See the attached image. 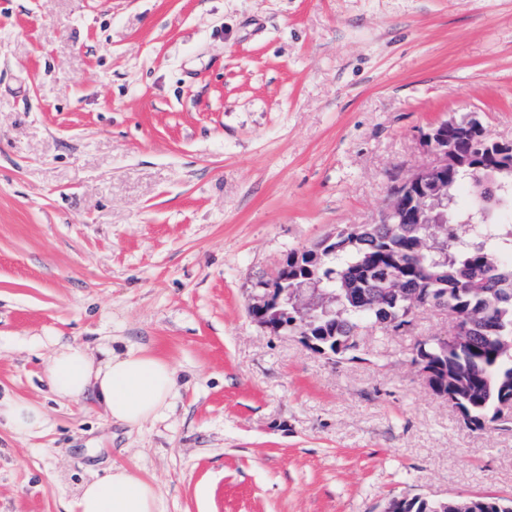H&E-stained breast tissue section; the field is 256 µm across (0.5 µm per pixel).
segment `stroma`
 <instances>
[{
	"label": "stroma",
	"instance_id": "obj_1",
	"mask_svg": "<svg viewBox=\"0 0 512 512\" xmlns=\"http://www.w3.org/2000/svg\"><path fill=\"white\" fill-rule=\"evenodd\" d=\"M512 140V0H0V512H71L115 465L161 512H383L512 498V430L412 362L424 310L338 363L249 307L289 252L378 223L424 135ZM145 347L180 393L140 427L56 400L54 343ZM0 420L20 437L37 435L47 427L42 407L25 399H0ZM460 498H448L446 502L437 503L419 497L402 500V512H457L455 505Z\"/></svg>",
	"mask_w": 512,
	"mask_h": 512
}]
</instances>
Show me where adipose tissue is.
Instances as JSON below:
<instances>
[{
  "mask_svg": "<svg viewBox=\"0 0 512 512\" xmlns=\"http://www.w3.org/2000/svg\"><path fill=\"white\" fill-rule=\"evenodd\" d=\"M52 392L77 402L94 393L112 421L139 427L157 418L178 395L175 369L162 357L143 349L106 351L95 361L79 345L53 351L45 364ZM0 420L21 437L47 426L42 407L25 399L0 400ZM77 512H159L154 487L127 468L117 466L87 481L75 498Z\"/></svg>",
  "mask_w": 512,
  "mask_h": 512,
  "instance_id": "obj_1",
  "label": "adipose tissue"
}]
</instances>
